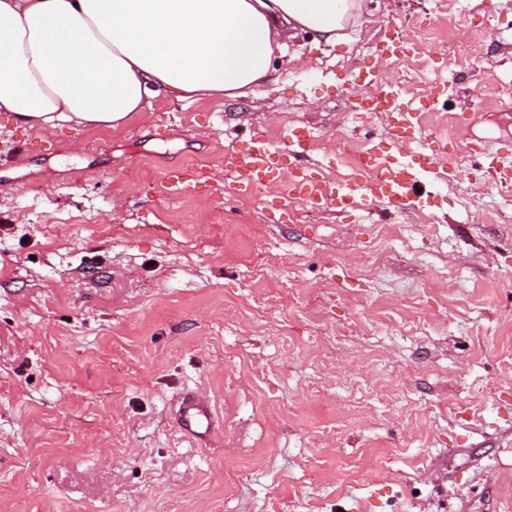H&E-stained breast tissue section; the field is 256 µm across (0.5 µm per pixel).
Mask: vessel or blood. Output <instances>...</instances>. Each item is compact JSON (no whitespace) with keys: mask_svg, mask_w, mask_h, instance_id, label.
Wrapping results in <instances>:
<instances>
[{"mask_svg":"<svg viewBox=\"0 0 512 512\" xmlns=\"http://www.w3.org/2000/svg\"><path fill=\"white\" fill-rule=\"evenodd\" d=\"M422 48L412 42L407 32L400 28L387 31L377 52L380 58L397 60L410 54L421 53ZM361 84L367 92L363 110L367 115L384 120L383 138L391 152L383 154L379 143H371L364 151L361 162L373 177L368 181H347L340 184L316 182L310 177L305 162L306 147L301 135L295 134L285 147H275L260 129H253L236 164L237 184L242 191L250 192L268 186L279 176H288L293 193L305 196L312 208L323 210L357 207L366 199H379L396 212L417 207L418 200L411 195L412 186L432 174L436 165V148H429L418 158L406 160L401 154L404 143L415 140L421 132L417 109L397 106L392 87L383 85L376 68L368 67L359 72ZM495 168L501 183L512 182V157L502 156L499 150L483 149ZM179 416L185 431L197 433L212 426V413L207 402L196 396L183 397Z\"/></svg>","mask_w":512,"mask_h":512,"instance_id":"1","label":"vessel or blood"}]
</instances>
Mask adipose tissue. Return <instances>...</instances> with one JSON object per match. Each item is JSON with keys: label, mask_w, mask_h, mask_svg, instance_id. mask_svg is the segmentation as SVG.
I'll return each mask as SVG.
<instances>
[{"label": "adipose tissue", "mask_w": 512, "mask_h": 512, "mask_svg": "<svg viewBox=\"0 0 512 512\" xmlns=\"http://www.w3.org/2000/svg\"><path fill=\"white\" fill-rule=\"evenodd\" d=\"M363 0H0V112L121 127L154 100L256 94L297 31L327 44Z\"/></svg>", "instance_id": "ef3b65f1"}]
</instances>
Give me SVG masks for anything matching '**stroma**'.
<instances>
[{
  "label": "stroma",
  "instance_id": "obj_1",
  "mask_svg": "<svg viewBox=\"0 0 512 512\" xmlns=\"http://www.w3.org/2000/svg\"><path fill=\"white\" fill-rule=\"evenodd\" d=\"M394 24L421 54L378 60ZM349 33L298 32L233 102L0 115V512H512V190L478 153L512 150V0H365ZM368 65L402 102L440 89L404 152L441 143L453 179L307 221L287 179L234 195L254 128L358 179ZM179 416L185 431L196 434L212 426V413L207 402L196 396H184L179 406Z\"/></svg>",
  "mask_w": 512,
  "mask_h": 512
}]
</instances>
